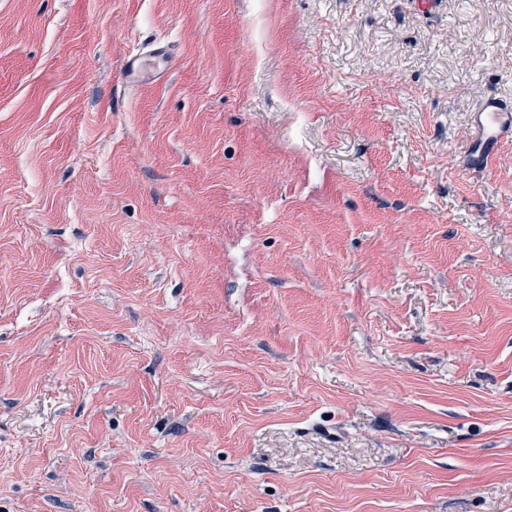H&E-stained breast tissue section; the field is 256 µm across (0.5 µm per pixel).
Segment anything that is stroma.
I'll return each instance as SVG.
<instances>
[{
    "mask_svg": "<svg viewBox=\"0 0 512 512\" xmlns=\"http://www.w3.org/2000/svg\"><path fill=\"white\" fill-rule=\"evenodd\" d=\"M489 96L512 0H0V512H512ZM146 57L142 55H131L125 62V73L127 78L132 83H142L149 81L159 76V72L156 67L152 70L148 69L146 63ZM473 126L469 145L471 163L483 172L492 173L498 145L512 137V106L487 97L475 113Z\"/></svg>",
    "mask_w": 512,
    "mask_h": 512,
    "instance_id": "stroma-1",
    "label": "stroma"
}]
</instances>
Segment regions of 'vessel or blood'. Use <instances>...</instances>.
Instances as JSON below:
<instances>
[{"label":"vessel or blood","instance_id":"vessel-or-blood-1","mask_svg":"<svg viewBox=\"0 0 512 512\" xmlns=\"http://www.w3.org/2000/svg\"><path fill=\"white\" fill-rule=\"evenodd\" d=\"M125 73L130 82L141 83L158 77V70L148 68L145 56L132 55L125 62ZM512 137V106L497 98L484 99L474 117V134L469 145L472 165L481 171L494 170L497 148Z\"/></svg>","mask_w":512,"mask_h":512}]
</instances>
